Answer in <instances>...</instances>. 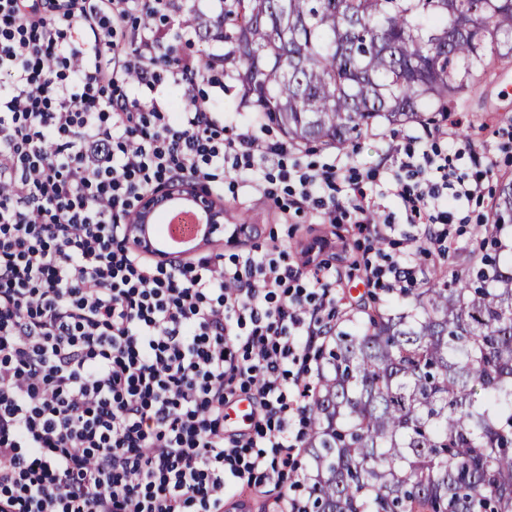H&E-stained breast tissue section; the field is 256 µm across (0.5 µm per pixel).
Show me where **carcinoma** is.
<instances>
[{
  "label": "carcinoma",
  "instance_id": "carcinoma-1",
  "mask_svg": "<svg viewBox=\"0 0 512 512\" xmlns=\"http://www.w3.org/2000/svg\"><path fill=\"white\" fill-rule=\"evenodd\" d=\"M217 34L244 95L291 142L344 150L378 122L450 120L512 63V0H236ZM512 178L471 261L331 337L302 512H512Z\"/></svg>",
  "mask_w": 512,
  "mask_h": 512
}]
</instances>
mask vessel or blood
<instances>
[{
  "label": "vessel or blood",
  "instance_id": "b4317fda",
  "mask_svg": "<svg viewBox=\"0 0 512 512\" xmlns=\"http://www.w3.org/2000/svg\"><path fill=\"white\" fill-rule=\"evenodd\" d=\"M141 253L180 259L211 240L208 213L193 201L169 198L155 209L148 223L138 225Z\"/></svg>",
  "mask_w": 512,
  "mask_h": 512
}]
</instances>
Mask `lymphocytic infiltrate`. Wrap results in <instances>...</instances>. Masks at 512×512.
Returning a JSON list of instances; mask_svg holds the SVG:
<instances>
[{
  "mask_svg": "<svg viewBox=\"0 0 512 512\" xmlns=\"http://www.w3.org/2000/svg\"><path fill=\"white\" fill-rule=\"evenodd\" d=\"M144 0H0V512H224L228 492L278 482L302 449L309 364L334 330L331 266L302 283L278 246L231 265L151 261L129 244L138 200L171 173L252 181L288 151L259 120L224 140L199 85L224 86V58L164 61ZM168 78L183 108L141 105L130 81ZM431 129L391 157L392 195L419 242L444 243L469 179L429 151ZM289 209L318 210L376 240L375 204L340 160L279 170ZM417 245L366 260V285L397 297L418 280ZM251 407L247 430L225 408Z\"/></svg>",
  "mask_w": 512,
  "mask_h": 512,
  "instance_id": "1",
  "label": "lymphocytic infiltrate"
}]
</instances>
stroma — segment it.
<instances>
[{"mask_svg":"<svg viewBox=\"0 0 512 512\" xmlns=\"http://www.w3.org/2000/svg\"><path fill=\"white\" fill-rule=\"evenodd\" d=\"M179 22V14L162 8L158 9L153 21L154 26L170 33L167 44L169 57L228 51L229 46L224 41L203 40L192 34H183ZM461 115L460 125L445 126L443 134L435 136L431 144L437 151L449 155L459 178L471 175V152L487 156L489 173L484 181V194L464 203L456 212L452 226L455 241L450 253L442 257L432 256L423 261L422 267L428 270L445 263L462 274L469 268V254L477 244V224L489 214L503 177L512 176V65L501 68L495 78L476 85L467 95ZM413 130L410 124L392 126L381 123L363 133L348 150L354 166L364 172H374L375 178L367 183V191L378 204V215L395 222L397 232L394 239L398 242L416 235L417 229L407 224L391 198L384 195L396 172L384 156L389 146L406 145ZM285 202L282 196L266 198L256 195L233 176H225L220 203L224 207L226 234L238 224L254 225L259 233L250 237L239 236L232 243L225 235L211 241L205 250L228 262L237 254L246 251L260 254L275 244L284 251L286 262L293 265L297 263L301 249L315 247L316 262L332 265L344 278L338 294L336 326L346 328L345 315L360 300L359 294L353 291L355 283L349 278V267L352 262L371 253L375 241L358 234L353 225L325 223L316 212L289 211L284 207ZM289 493V486L270 483L251 494L228 498L226 508L228 512H279L283 498Z\"/></svg>","mask_w":512,"mask_h":512,"instance_id":"35a3bbf8","label":"stroma"}]
</instances>
